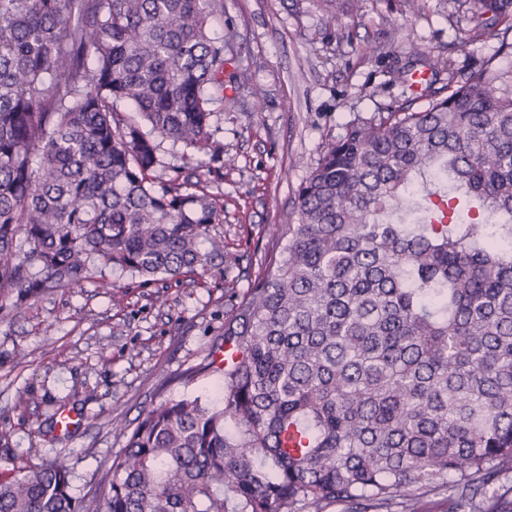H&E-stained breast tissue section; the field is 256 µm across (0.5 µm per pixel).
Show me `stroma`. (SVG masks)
<instances>
[{"label":"stroma","mask_w":512,"mask_h":512,"mask_svg":"<svg viewBox=\"0 0 512 512\" xmlns=\"http://www.w3.org/2000/svg\"><path fill=\"white\" fill-rule=\"evenodd\" d=\"M213 26L225 74L245 76L215 106L224 168L208 179L224 200L212 235L241 261L147 283L109 271L0 309V475L63 453L74 485L95 499L125 445L114 421L135 424L164 399L220 402L217 376L203 367L224 341L225 317L276 251L271 227L292 219L322 142L411 97L399 77L409 45L444 61L441 85L489 59L512 65V53L499 51L512 33L471 40L451 0H422L414 14L401 0H224ZM62 411L78 418L67 435L55 430Z\"/></svg>","instance_id":"1"}]
</instances>
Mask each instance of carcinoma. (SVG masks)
<instances>
[{
  "instance_id": "carcinoma-1",
  "label": "carcinoma",
  "mask_w": 512,
  "mask_h": 512,
  "mask_svg": "<svg viewBox=\"0 0 512 512\" xmlns=\"http://www.w3.org/2000/svg\"><path fill=\"white\" fill-rule=\"evenodd\" d=\"M512 0H452L472 40ZM223 0H0V297L211 267ZM325 141L281 248L224 321L223 404L163 400L103 512H512V69L487 62ZM196 166L164 183L162 144ZM59 455L0 512H80Z\"/></svg>"
}]
</instances>
